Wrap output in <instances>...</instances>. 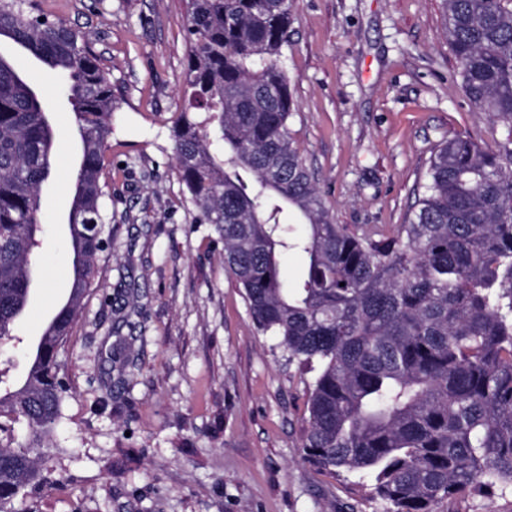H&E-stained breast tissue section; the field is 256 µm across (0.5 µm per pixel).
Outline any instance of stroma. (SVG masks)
<instances>
[{
	"label": "stroma",
	"mask_w": 512,
	"mask_h": 512,
	"mask_svg": "<svg viewBox=\"0 0 512 512\" xmlns=\"http://www.w3.org/2000/svg\"><path fill=\"white\" fill-rule=\"evenodd\" d=\"M289 2V130L336 223H407L438 144L500 138L461 90L440 0ZM36 3L88 40L116 110L106 246L58 355L70 397L49 443L53 482L29 493L35 512H384L357 476L303 460L311 378L256 329L223 244L192 221L170 138L183 105L185 0ZM27 71L60 135L33 257L41 284L20 344L0 347L15 378L72 275L74 117L54 76Z\"/></svg>",
	"instance_id": "35a3bbf8"
}]
</instances>
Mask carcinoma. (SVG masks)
I'll return each mask as SVG.
<instances>
[{
	"label": "carcinoma",
	"mask_w": 512,
	"mask_h": 512,
	"mask_svg": "<svg viewBox=\"0 0 512 512\" xmlns=\"http://www.w3.org/2000/svg\"><path fill=\"white\" fill-rule=\"evenodd\" d=\"M443 35L470 104L502 127L494 144L450 136L427 171L412 218L387 232L337 224L288 130L281 64L284 0H188L187 104L170 137L193 221L224 242L258 331L288 362L316 372L303 459L371 483L385 512L512 489V0H441ZM62 80L79 158L70 174V295L30 348L25 377L0 372V512H33L28 489L52 482L35 464L62 418L57 356L102 250L104 149L112 83L77 32L30 0H0V44ZM57 129L38 87L0 52V340L25 315L37 277L42 188ZM305 221L301 232L285 211ZM305 258L300 282L279 258ZM24 420L21 441L8 423Z\"/></svg>",
	"instance_id": "1"
}]
</instances>
